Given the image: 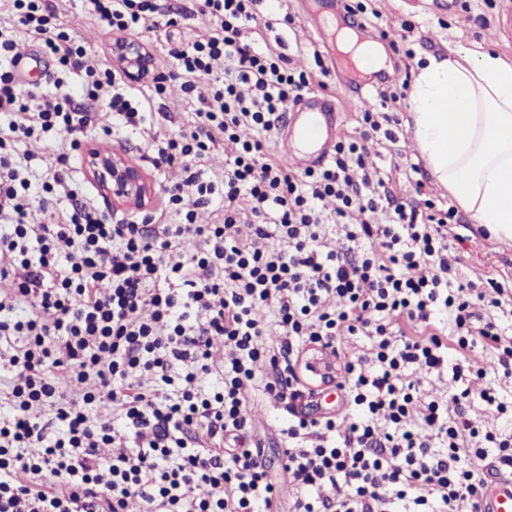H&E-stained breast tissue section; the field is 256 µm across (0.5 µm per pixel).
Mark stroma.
<instances>
[{"instance_id": "35a3bbf8", "label": "stroma", "mask_w": 512, "mask_h": 512, "mask_svg": "<svg viewBox=\"0 0 512 512\" xmlns=\"http://www.w3.org/2000/svg\"><path fill=\"white\" fill-rule=\"evenodd\" d=\"M362 3L363 10L340 11L336 16L339 25L355 28L363 22L384 30L388 39L398 45L397 51L388 53L387 62L400 69L404 78H413L418 60L426 55H445L458 48L480 51L489 47L512 62V0H362ZM158 5L161 10L180 16L177 26L160 25L145 34V48L161 62H169L168 52L178 43L209 35L211 25L206 18L193 14L192 0H159ZM312 6V0H282L278 5L271 0H258L257 45L270 46L290 56L297 65H312L313 54L318 50L316 40L307 33L306 11ZM40 7L58 29L82 38L90 59L106 61L109 38L93 15L89 0H42ZM18 49L32 55L24 67L26 89L45 90L50 76L62 74L56 59L43 51L37 38L20 35ZM65 77L73 97L82 98V77L73 73ZM326 81L327 94L335 101L340 115L341 135H355L357 113L376 105L375 96L362 100L353 93L355 77L341 57L337 58L336 67L330 70ZM194 109L193 103L182 100L175 92L162 100L153 99L146 106L150 124L159 123L174 131L193 122ZM392 113L399 120L394 128L395 141L382 139L369 144L370 160L378 178L407 205L429 199L440 207L455 206V198L431 175L417 149L411 131L409 99L399 100ZM89 144L105 152L124 154L130 164L150 173L154 195L147 210L113 205L111 196L86 170L84 152ZM27 149L34 156V171L47 180L55 172L57 155L67 153V173L77 186L79 202L95 208L110 222H138L146 214L153 215L159 225L176 221L167 206L164 189L179 180L180 170L154 167L148 134L128 133L113 125L111 115L100 114L97 127L86 135L83 144L73 147L49 139H34ZM456 217L455 231L461 239L452 242L450 253L459 260L461 276L476 283L494 278L512 289V242L490 236L465 210L458 209ZM245 416L247 439L261 446L269 477L274 483H287L288 474L284 469L288 441L286 403L269 400L262 392L255 391L249 396Z\"/></svg>"}]
</instances>
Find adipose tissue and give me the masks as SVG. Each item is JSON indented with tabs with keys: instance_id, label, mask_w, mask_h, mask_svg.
<instances>
[{
	"instance_id": "adipose-tissue-1",
	"label": "adipose tissue",
	"mask_w": 512,
	"mask_h": 512,
	"mask_svg": "<svg viewBox=\"0 0 512 512\" xmlns=\"http://www.w3.org/2000/svg\"><path fill=\"white\" fill-rule=\"evenodd\" d=\"M410 103L432 175L475 223L512 241V63L492 51L428 56Z\"/></svg>"
}]
</instances>
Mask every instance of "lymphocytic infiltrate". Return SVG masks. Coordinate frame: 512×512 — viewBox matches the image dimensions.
I'll return each instance as SVG.
<instances>
[{"instance_id": "f902f5d3", "label": "lymphocytic infiltrate", "mask_w": 512, "mask_h": 512, "mask_svg": "<svg viewBox=\"0 0 512 512\" xmlns=\"http://www.w3.org/2000/svg\"><path fill=\"white\" fill-rule=\"evenodd\" d=\"M255 0H200L212 32L206 41L171 50V65L145 82L165 94L178 84L199 106L192 126L151 136L155 166L180 165L168 188L179 223L156 229L113 224L82 204L63 175L42 183L73 199L60 222H37L25 177L26 139L77 144L104 103L118 126L136 131L145 105L131 94L117 64L88 65L85 49L54 32L37 0H13L0 22V361L15 379V414L0 425V512H479L491 478L512 474V434L484 429L467 410L471 378L485 380L480 400L507 405L485 371L447 364L483 344L493 370L512 378V290L483 291L463 281L448 257L454 208L431 200L406 206L371 173L374 133L394 140L388 113H359V135L337 141L331 160L298 172L276 158L264 134L311 85L309 72L248 38ZM113 41L140 35L155 0H91ZM42 42L62 70L79 71L85 103L62 78L49 92H22L14 74L16 35ZM255 136L240 139L241 128ZM234 144L222 173L202 163L218 138ZM224 196V217L200 224L196 210ZM333 199V213L322 201ZM385 223H377L378 214ZM252 227L241 239L238 227ZM66 271H59L60 261ZM23 279L10 277L15 267ZM493 314L481 318L476 303ZM37 316L14 319L21 305ZM150 318H143L144 307ZM276 336L270 349L267 336ZM370 337L367 353L347 359L343 342ZM224 354V384L199 385L214 352ZM330 353L336 380L359 417H311L304 373L311 353ZM450 366L459 385L449 402L421 401L420 374ZM93 382L81 401L66 400L51 372ZM146 375L150 389L128 390ZM260 387L288 404L287 487L274 484L260 449L245 439L247 392ZM112 405L125 422L118 433L90 407ZM115 447L106 461L100 445ZM152 484H144V472Z\"/></svg>"}]
</instances>
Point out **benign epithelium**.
<instances>
[{
	"label": "benign epithelium",
	"instance_id": "benign-epithelium-1",
	"mask_svg": "<svg viewBox=\"0 0 512 512\" xmlns=\"http://www.w3.org/2000/svg\"><path fill=\"white\" fill-rule=\"evenodd\" d=\"M112 57L134 78L149 77L151 65L145 47L131 41L120 42L113 46ZM86 154L89 173L103 190L112 194L114 203L139 209L149 205L153 184L142 168L129 164L119 154L101 155L90 146Z\"/></svg>",
	"mask_w": 512,
	"mask_h": 512
}]
</instances>
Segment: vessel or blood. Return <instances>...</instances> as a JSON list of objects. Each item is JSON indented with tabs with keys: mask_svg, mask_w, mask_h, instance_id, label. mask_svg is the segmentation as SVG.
<instances>
[{
	"mask_svg": "<svg viewBox=\"0 0 512 512\" xmlns=\"http://www.w3.org/2000/svg\"><path fill=\"white\" fill-rule=\"evenodd\" d=\"M340 125L334 102L310 93L297 103L289 120L279 127L278 138L289 159L301 169L329 160ZM482 512H512V475L492 480L481 504Z\"/></svg>",
	"mask_w": 512,
	"mask_h": 512,
	"instance_id": "vessel-or-blood-1",
	"label": "vessel or blood"
}]
</instances>
